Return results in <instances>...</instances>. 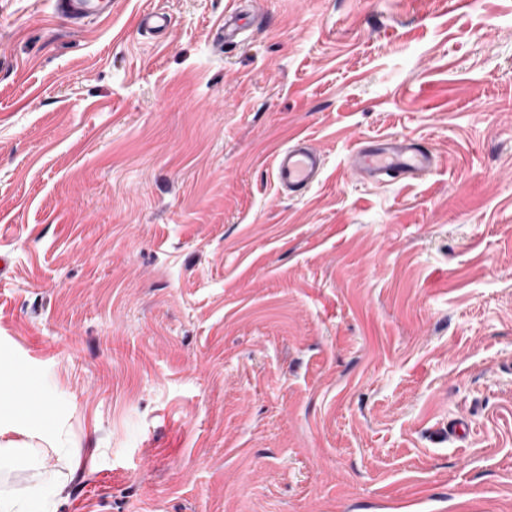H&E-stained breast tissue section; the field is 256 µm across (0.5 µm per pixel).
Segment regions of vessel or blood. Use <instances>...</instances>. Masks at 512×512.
I'll list each match as a JSON object with an SVG mask.
<instances>
[{
  "label": "vessel or blood",
  "mask_w": 512,
  "mask_h": 512,
  "mask_svg": "<svg viewBox=\"0 0 512 512\" xmlns=\"http://www.w3.org/2000/svg\"><path fill=\"white\" fill-rule=\"evenodd\" d=\"M53 13L67 22L73 31H81L91 21L112 12V0H49ZM243 10L225 13L216 31L217 45L239 42L245 31ZM171 19L163 10H152L139 17L140 29L166 34ZM437 154L421 140L410 136L388 137L377 142H358L348 157L349 170L363 180L388 184L431 171ZM272 174L278 189L286 195H298L319 183L325 157L307 138L297 136L272 156Z\"/></svg>",
  "instance_id": "vessel-or-blood-1"
}]
</instances>
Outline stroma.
<instances>
[{"label":"stroma","mask_w":512,"mask_h":512,"mask_svg":"<svg viewBox=\"0 0 512 512\" xmlns=\"http://www.w3.org/2000/svg\"><path fill=\"white\" fill-rule=\"evenodd\" d=\"M0 0V492L49 512H512V0ZM162 8L166 38L139 30ZM303 136L320 182L280 194ZM410 135L431 173L353 175ZM455 419L466 436L448 438ZM53 13L79 32L101 15L112 14V0H49ZM247 14L248 11L245 12L239 7L224 14V23L217 28L215 35L217 46L241 41L240 37L246 30L242 18ZM271 166L278 189L296 196L320 182L325 157L306 137L297 136L274 152ZM437 154L410 136L358 142L348 157L349 170L365 181L388 184L431 171ZM0 398L3 403L13 404L15 412L19 415L44 413L46 410L44 403H37L31 400L27 395L20 392L11 380L8 379H0Z\"/></svg>","instance_id":"obj_1"}]
</instances>
